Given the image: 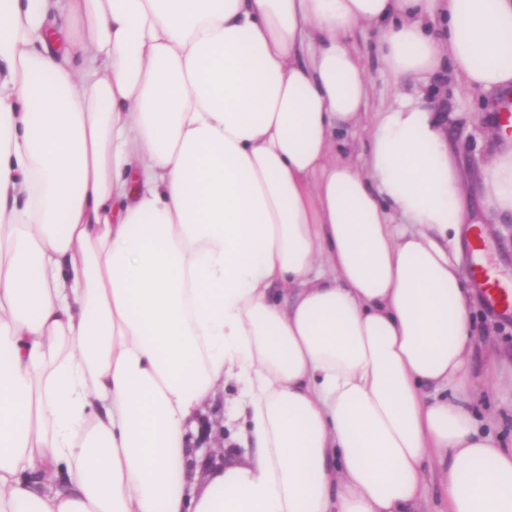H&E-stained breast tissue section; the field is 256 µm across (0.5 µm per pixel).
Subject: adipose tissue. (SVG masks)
<instances>
[{"instance_id":"obj_1","label":"adipose tissue","mask_w":512,"mask_h":512,"mask_svg":"<svg viewBox=\"0 0 512 512\" xmlns=\"http://www.w3.org/2000/svg\"><path fill=\"white\" fill-rule=\"evenodd\" d=\"M360 23L399 86L362 171ZM445 60L512 88V0H0V512H418L431 469L446 512H512L465 183L405 88ZM484 184L512 216V139Z\"/></svg>"}]
</instances>
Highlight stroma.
I'll list each match as a JSON object with an SVG mask.
<instances>
[{"label": "stroma", "mask_w": 512, "mask_h": 512, "mask_svg": "<svg viewBox=\"0 0 512 512\" xmlns=\"http://www.w3.org/2000/svg\"><path fill=\"white\" fill-rule=\"evenodd\" d=\"M378 30L357 25L350 37L352 50L367 68L370 93L367 117L375 119L398 92L383 68L376 51ZM448 117V132L458 148L457 161L467 184L468 207L472 219L481 221L487 242L486 260L512 276V220L497 224L483 219L482 167L493 158L498 138L492 132L493 112L505 95L465 90L449 67L417 82ZM471 320L475 336L469 353L471 389L478 417L491 425L503 440L512 439V313L504 314L486 302L481 290H474Z\"/></svg>", "instance_id": "1"}]
</instances>
